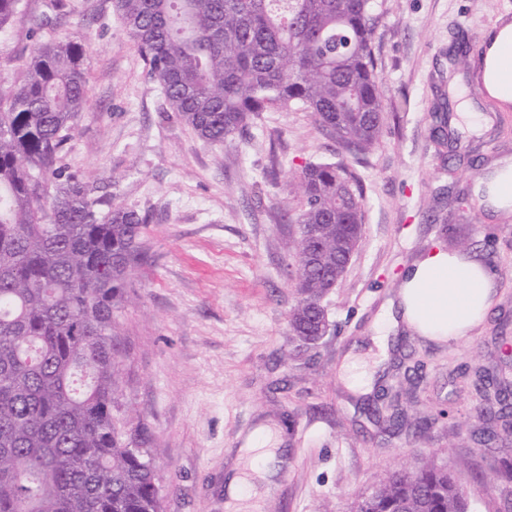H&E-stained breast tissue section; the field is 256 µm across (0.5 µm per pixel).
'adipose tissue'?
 Masks as SVG:
<instances>
[{"instance_id":"adipose-tissue-1","label":"adipose tissue","mask_w":512,"mask_h":512,"mask_svg":"<svg viewBox=\"0 0 512 512\" xmlns=\"http://www.w3.org/2000/svg\"><path fill=\"white\" fill-rule=\"evenodd\" d=\"M481 78L488 94L512 103V23H503L488 42ZM494 275L479 262L465 263L438 249L407 267L394 310L379 316V350H386L385 330L406 324L441 340L466 337L485 318L493 296Z\"/></svg>"}]
</instances>
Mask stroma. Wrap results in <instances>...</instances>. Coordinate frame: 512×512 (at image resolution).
<instances>
[{
	"instance_id": "35a3bbf8",
	"label": "stroma",
	"mask_w": 512,
	"mask_h": 512,
	"mask_svg": "<svg viewBox=\"0 0 512 512\" xmlns=\"http://www.w3.org/2000/svg\"><path fill=\"white\" fill-rule=\"evenodd\" d=\"M85 35L90 96L63 162L93 196L148 214L147 263L117 314L126 360L122 400L163 489L164 512H225L237 449L272 426L283 459L259 512H350L397 468L426 461L458 470L471 512H512V480H489L482 401L456 369L512 383V213L480 207L473 189L494 162L512 159V105L486 97L458 46L486 41L512 0H387L374 41L384 123L356 164L364 228L339 285L322 299L329 329L293 340L295 183L305 165L337 161L310 113L264 112L223 145L203 144L163 109L112 0H24L0 31V86L21 80L44 19ZM463 81L487 117L481 133L440 136L449 85ZM467 245L490 261L492 304L469 337L438 342L399 325L386 358L373 338L399 275L427 253ZM386 388L380 417L340 376L348 354ZM409 424L389 425L393 409ZM427 422L418 432L411 423Z\"/></svg>"
}]
</instances>
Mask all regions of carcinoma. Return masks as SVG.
<instances>
[{"mask_svg":"<svg viewBox=\"0 0 512 512\" xmlns=\"http://www.w3.org/2000/svg\"><path fill=\"white\" fill-rule=\"evenodd\" d=\"M22 0H0V31ZM382 0H114L166 111L215 146L261 112L303 110L342 159L310 163L295 223V340L326 330L321 299L362 237L351 161L377 143L373 43ZM84 37L44 28L21 83L0 88V512H163L127 428L114 312L127 299L147 215L91 195L61 164L89 101ZM481 412L512 423V387L476 372ZM355 512H469L458 477L425 462L392 472Z\"/></svg>","mask_w":512,"mask_h":512,"instance_id":"carcinoma-1","label":"carcinoma"}]
</instances>
